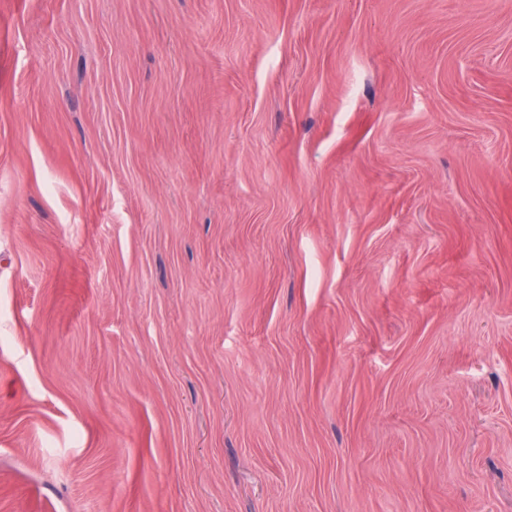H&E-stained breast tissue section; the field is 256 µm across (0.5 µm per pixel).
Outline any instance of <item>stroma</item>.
<instances>
[{"mask_svg":"<svg viewBox=\"0 0 512 512\" xmlns=\"http://www.w3.org/2000/svg\"><path fill=\"white\" fill-rule=\"evenodd\" d=\"M0 512H512V0H0Z\"/></svg>","mask_w":512,"mask_h":512,"instance_id":"obj_1","label":"stroma"}]
</instances>
